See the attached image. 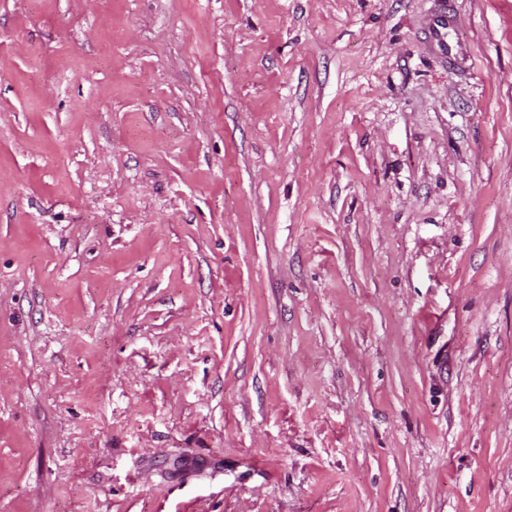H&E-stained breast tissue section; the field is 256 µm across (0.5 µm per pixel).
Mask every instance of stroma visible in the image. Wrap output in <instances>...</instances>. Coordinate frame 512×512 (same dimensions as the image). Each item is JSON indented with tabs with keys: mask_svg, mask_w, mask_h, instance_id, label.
Wrapping results in <instances>:
<instances>
[{
	"mask_svg": "<svg viewBox=\"0 0 512 512\" xmlns=\"http://www.w3.org/2000/svg\"><path fill=\"white\" fill-rule=\"evenodd\" d=\"M0 512H512V0H0ZM448 26V17L445 13L436 15L429 25L426 36L428 45L438 48L444 55L453 56L454 58L461 57L462 60H465L467 52L464 51L458 40H452Z\"/></svg>",
	"mask_w": 512,
	"mask_h": 512,
	"instance_id": "1",
	"label": "stroma"
}]
</instances>
